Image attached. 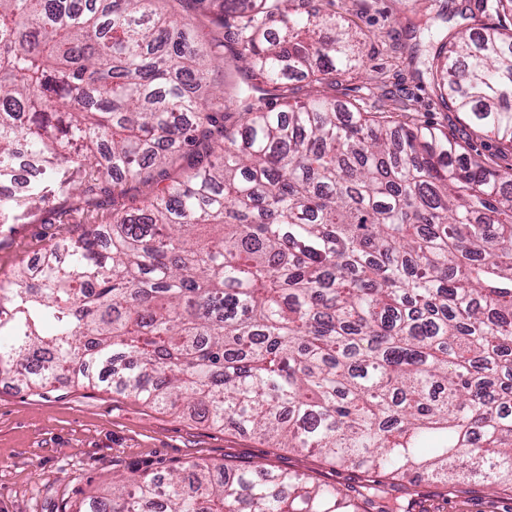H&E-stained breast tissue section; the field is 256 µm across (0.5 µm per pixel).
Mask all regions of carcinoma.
I'll return each mask as SVG.
<instances>
[{
	"mask_svg": "<svg viewBox=\"0 0 512 512\" xmlns=\"http://www.w3.org/2000/svg\"><path fill=\"white\" fill-rule=\"evenodd\" d=\"M153 2L0 0V229L112 197V221L0 280V374L189 400L356 475L208 466L73 512H415L412 471L512 493V172L426 120L288 105L289 82L355 67L317 7L170 0L215 29L198 48ZM481 12L497 25L439 35L430 74L512 152V0ZM226 50L245 80L216 86ZM22 141L40 172L7 195Z\"/></svg>",
	"mask_w": 512,
	"mask_h": 512,
	"instance_id": "carcinoma-1",
	"label": "carcinoma"
}]
</instances>
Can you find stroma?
Masks as SVG:
<instances>
[{"label":"stroma","mask_w":512,"mask_h":512,"mask_svg":"<svg viewBox=\"0 0 512 512\" xmlns=\"http://www.w3.org/2000/svg\"><path fill=\"white\" fill-rule=\"evenodd\" d=\"M426 5L427 0H327V13L360 40L363 62L335 82L320 84L319 92L398 121L430 120L500 166L512 165V156L499 153L491 134L441 104L426 71L435 52L424 28ZM77 205L74 199L57 201L54 211L36 212L28 223L0 232V279L61 230L74 228ZM196 463L264 466L330 484L354 475L305 453L267 447L250 432L213 426L187 404L166 410L63 378L34 393L0 381V512H67L84 498L105 494L113 480ZM418 491L430 512H512V500L474 483L445 500L436 497L435 485L421 483Z\"/></svg>","instance_id":"stroma-1"}]
</instances>
